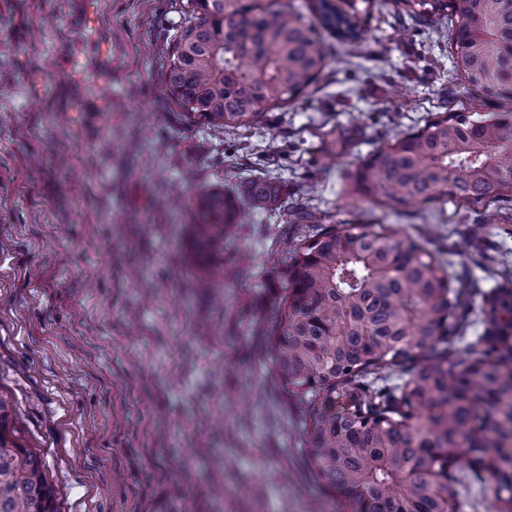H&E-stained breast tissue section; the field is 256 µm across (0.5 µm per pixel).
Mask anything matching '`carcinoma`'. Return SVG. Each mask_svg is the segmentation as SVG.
I'll return each instance as SVG.
<instances>
[{
	"label": "carcinoma",
	"instance_id": "1",
	"mask_svg": "<svg viewBox=\"0 0 512 512\" xmlns=\"http://www.w3.org/2000/svg\"><path fill=\"white\" fill-rule=\"evenodd\" d=\"M448 26L451 61L512 112V0H400ZM167 94L216 134L248 129L299 99L326 64L322 33L361 38L357 13L316 0L312 18L257 0H186ZM354 191L405 208L512 199V117L437 112L378 145ZM271 174L208 189L191 204L197 262L224 250L240 203L277 201ZM430 241L385 227L322 226L289 249L276 316L262 326L274 368L304 415L316 476L342 512H459L452 484L493 482L512 512V281L474 304ZM481 331L466 335L472 325ZM467 359L448 364L457 345ZM0 397V512H58L41 459Z\"/></svg>",
	"mask_w": 512,
	"mask_h": 512
}]
</instances>
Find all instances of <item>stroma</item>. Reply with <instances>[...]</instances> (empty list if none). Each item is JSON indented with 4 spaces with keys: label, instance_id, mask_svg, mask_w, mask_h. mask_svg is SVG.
Returning a JSON list of instances; mask_svg holds the SVG:
<instances>
[{
    "label": "stroma",
    "instance_id": "1",
    "mask_svg": "<svg viewBox=\"0 0 512 512\" xmlns=\"http://www.w3.org/2000/svg\"><path fill=\"white\" fill-rule=\"evenodd\" d=\"M303 100L220 136L164 92L180 0H0V395L60 512H338L253 321L311 224L246 209L193 266L183 200L275 152L281 202L324 224H389L441 247L465 283L512 280V200L406 213L354 194L381 141L428 114L499 115L450 41L360 0Z\"/></svg>",
    "mask_w": 512,
    "mask_h": 512
}]
</instances>
